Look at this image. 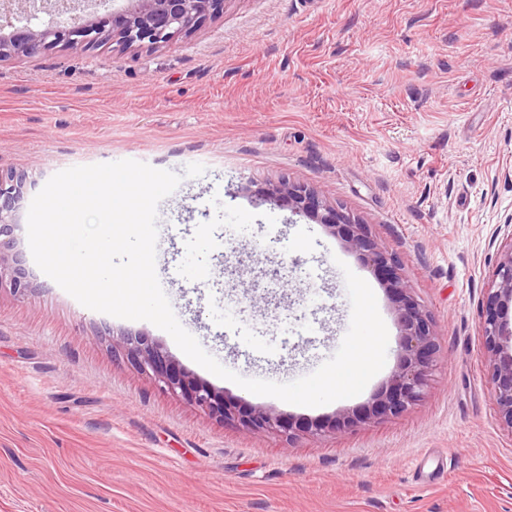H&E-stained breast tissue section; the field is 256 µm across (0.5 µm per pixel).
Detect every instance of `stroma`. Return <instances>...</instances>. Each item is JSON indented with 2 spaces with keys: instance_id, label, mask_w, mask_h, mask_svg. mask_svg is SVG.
I'll return each mask as SVG.
<instances>
[{
  "instance_id": "stroma-1",
  "label": "stroma",
  "mask_w": 512,
  "mask_h": 512,
  "mask_svg": "<svg viewBox=\"0 0 512 512\" xmlns=\"http://www.w3.org/2000/svg\"><path fill=\"white\" fill-rule=\"evenodd\" d=\"M127 159L182 176L158 205L156 273L205 351L245 378L313 373L350 325L346 265L389 336L363 392L318 407L252 394L46 276L33 197L62 170ZM192 163L205 173L185 177ZM0 171L26 177L12 254L30 283L0 290V512H512L479 332L512 233V0H227L158 46L1 59ZM283 180L366 224L433 318L436 360L398 416L314 436L227 424L126 356L144 335L227 405L298 419L386 387L395 306L340 236L262 197Z\"/></svg>"
}]
</instances>
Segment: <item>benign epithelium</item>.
I'll use <instances>...</instances> for the list:
<instances>
[{
  "mask_svg": "<svg viewBox=\"0 0 512 512\" xmlns=\"http://www.w3.org/2000/svg\"><path fill=\"white\" fill-rule=\"evenodd\" d=\"M47 0H0V58L12 53L37 54L44 49L75 44L83 38L86 44L110 40L114 49L128 50L141 45L156 46L178 36H188L199 23L224 11L226 0H137L135 9L106 11L84 26H54L35 31L18 26L3 16V11L16 6L17 13L29 15ZM23 178L0 171V289L8 288L18 296L26 294L28 282L22 268L9 262L16 227L14 209L23 194ZM269 197L283 207L301 212L308 218L345 236L347 247L362 256L373 275L385 282L396 305L401 342L397 368L385 389L371 406L358 416H345L343 421H362L399 415L418 401L426 385V376L438 353L437 336L431 316L412 297L400 273L398 258L384 250L368 233L366 225L354 223L341 210L328 205L313 190L282 182L268 190ZM512 307V234L498 247V258L482 300L480 332L486 356L489 384L494 396L500 425L512 435V337L505 314ZM129 354L133 362L152 371L173 396L189 399L223 421H239L258 429L290 431L297 423L282 414L252 408L234 412L224 396L208 384L197 381L168 355L146 339L136 340Z\"/></svg>",
  "mask_w": 512,
  "mask_h": 512,
  "instance_id": "obj_1",
  "label": "benign epithelium"
}]
</instances>
